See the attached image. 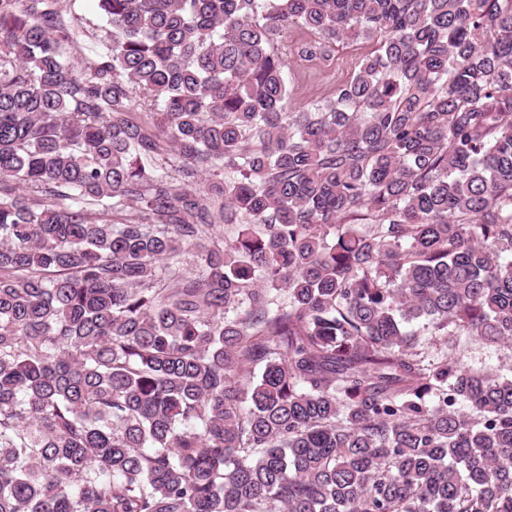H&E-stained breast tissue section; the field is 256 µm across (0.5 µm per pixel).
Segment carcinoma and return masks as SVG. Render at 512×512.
Masks as SVG:
<instances>
[{"mask_svg": "<svg viewBox=\"0 0 512 512\" xmlns=\"http://www.w3.org/2000/svg\"><path fill=\"white\" fill-rule=\"evenodd\" d=\"M94 2L0 0V512H512V0ZM71 3H73V13L79 18L89 37L87 40L88 45L94 43L99 37L104 35L108 26L97 12L93 0H76ZM371 50L370 44L334 50L328 58L313 60L290 56L289 75L291 102L296 108L306 107L324 98L336 88V83L346 78L355 57ZM460 359L466 368L494 367L506 372L512 367V347L489 348L471 340L463 348Z\"/></svg>", "mask_w": 512, "mask_h": 512, "instance_id": "obj_1", "label": "carcinoma"}]
</instances>
